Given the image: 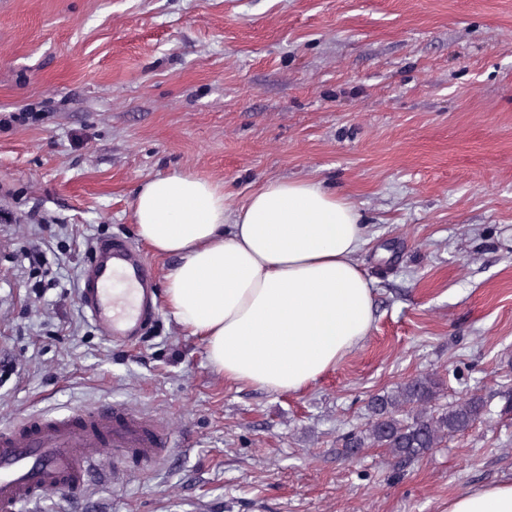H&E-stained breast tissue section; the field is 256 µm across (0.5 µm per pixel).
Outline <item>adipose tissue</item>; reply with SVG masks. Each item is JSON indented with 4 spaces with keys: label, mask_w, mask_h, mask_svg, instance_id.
<instances>
[{
    "label": "adipose tissue",
    "mask_w": 512,
    "mask_h": 512,
    "mask_svg": "<svg viewBox=\"0 0 512 512\" xmlns=\"http://www.w3.org/2000/svg\"><path fill=\"white\" fill-rule=\"evenodd\" d=\"M132 208L142 242L175 259L173 317L225 379L299 392L368 336L374 292L357 261L367 227L348 200L279 179L234 207L222 186L173 174L140 185ZM448 512H512V480L461 492Z\"/></svg>",
    "instance_id": "ef3b65f1"
}]
</instances>
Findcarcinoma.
Here are the masks:
<instances>
[{"mask_svg": "<svg viewBox=\"0 0 512 512\" xmlns=\"http://www.w3.org/2000/svg\"><path fill=\"white\" fill-rule=\"evenodd\" d=\"M441 387L440 377L427 372L373 399L365 428L343 439L345 453L385 448L395 457L419 458L488 414L487 401L477 393L439 404Z\"/></svg>", "mask_w": 512, "mask_h": 512, "instance_id": "carcinoma-1", "label": "carcinoma"}]
</instances>
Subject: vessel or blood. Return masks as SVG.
I'll list each match as a JSON object with an SVG mask.
<instances>
[{"label":"vessel or blood","mask_w":512,"mask_h":512,"mask_svg":"<svg viewBox=\"0 0 512 512\" xmlns=\"http://www.w3.org/2000/svg\"><path fill=\"white\" fill-rule=\"evenodd\" d=\"M79 294L87 317L108 341L129 344L141 338L154 288L148 266L133 249L99 246L83 270ZM167 446L153 420L119 403L27 416L0 429V512H19L50 488H84L103 472L106 449L150 462Z\"/></svg>","instance_id":"1"}]
</instances>
